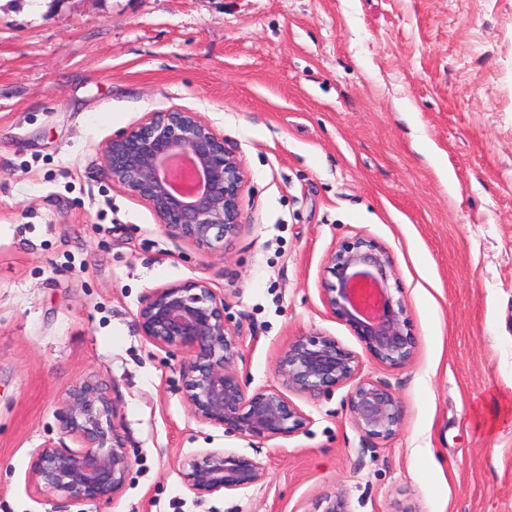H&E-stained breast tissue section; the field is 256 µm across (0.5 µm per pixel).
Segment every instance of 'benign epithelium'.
Returning a JSON list of instances; mask_svg holds the SVG:
<instances>
[{"label": "benign epithelium", "instance_id": "1", "mask_svg": "<svg viewBox=\"0 0 512 512\" xmlns=\"http://www.w3.org/2000/svg\"><path fill=\"white\" fill-rule=\"evenodd\" d=\"M102 160L104 176L148 204L167 235L214 251L236 237L245 174L224 136L200 113L155 112L109 142ZM326 272L332 279L325 281V302L365 352L393 368L407 364L416 341L404 301L391 292L389 251L372 239L347 240L330 253ZM136 322L152 344L186 353L183 398L197 420L263 441L290 437L310 424L286 392L315 397L350 383L359 368L358 356L335 338L300 336L278 358L280 386L248 390L236 369L242 336L226 322L224 297L203 279L153 289L140 302ZM348 409L372 439L387 440L402 425L401 403L382 382L357 383ZM61 429L80 449H40L30 466L31 487L79 503L114 499L131 461L102 382L87 377L72 389ZM182 477L203 497L253 487L264 480L265 469L245 455L214 448L185 463Z\"/></svg>", "mask_w": 512, "mask_h": 512}]
</instances>
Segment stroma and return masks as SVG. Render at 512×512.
<instances>
[{"instance_id":"stroma-1","label":"stroma","mask_w":512,"mask_h":512,"mask_svg":"<svg viewBox=\"0 0 512 512\" xmlns=\"http://www.w3.org/2000/svg\"><path fill=\"white\" fill-rule=\"evenodd\" d=\"M198 112L246 172L224 252L168 236L103 175L152 113ZM390 252L416 340L393 368L327 307L330 252ZM207 280L243 337L249 390L279 386L297 337H334L389 385L400 431L353 422L350 385L289 392L310 418L261 441L198 421L185 354L139 332L152 289ZM103 382L132 461L109 502L28 486L69 392ZM512 0H0V512H512ZM210 448L255 487L195 496ZM182 477L191 492L203 497L253 487L264 480L265 469L245 455L214 448L200 452L185 463Z\"/></svg>"}]
</instances>
